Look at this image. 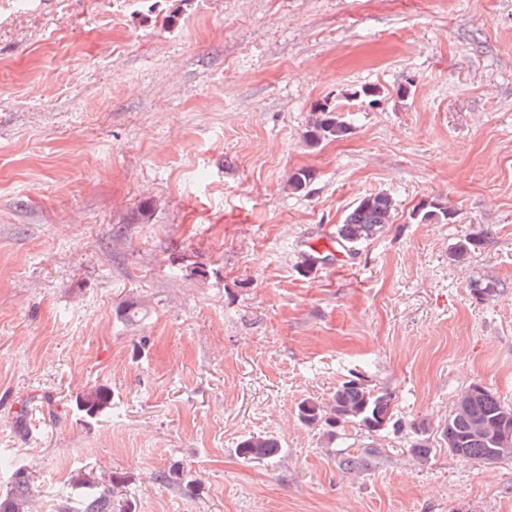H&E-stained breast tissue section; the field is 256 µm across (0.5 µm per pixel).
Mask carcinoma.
Instances as JSON below:
<instances>
[{
  "label": "carcinoma",
  "mask_w": 512,
  "mask_h": 512,
  "mask_svg": "<svg viewBox=\"0 0 512 512\" xmlns=\"http://www.w3.org/2000/svg\"><path fill=\"white\" fill-rule=\"evenodd\" d=\"M351 131V123L338 110L323 107L308 123L303 138L310 146L325 140L346 137ZM397 210L395 199L388 193L378 192L361 198L346 215L343 224L337 228V239L348 244L360 243L384 234L394 223ZM454 218V213L441 203L431 201L422 204L414 213L419 222L446 224ZM490 231L477 235H466L459 239L451 251L452 259L465 263L472 253L485 241ZM112 401L111 392L96 388L77 399L79 409L94 415L107 409ZM300 420L306 425L321 424L327 435L333 438L336 430L347 424L356 423L374 433L386 431L396 426L393 421L391 397L386 393L372 390L365 384L350 380L336 388L328 405L323 406L313 400H306L298 407ZM415 441L410 452L418 459H426L431 453L429 424L421 420L414 424ZM441 440L448 444L453 454L475 462L512 461V453L502 452L512 448V406L480 384H472L461 394L439 430ZM281 445L268 435H250L238 444L241 458L273 459L279 455ZM157 480L175 486L193 487L183 470L174 465L160 473ZM0 512H28L26 481L23 474L16 475L14 491L10 497L0 501Z\"/></svg>",
  "instance_id": "carcinoma-1"
}]
</instances>
